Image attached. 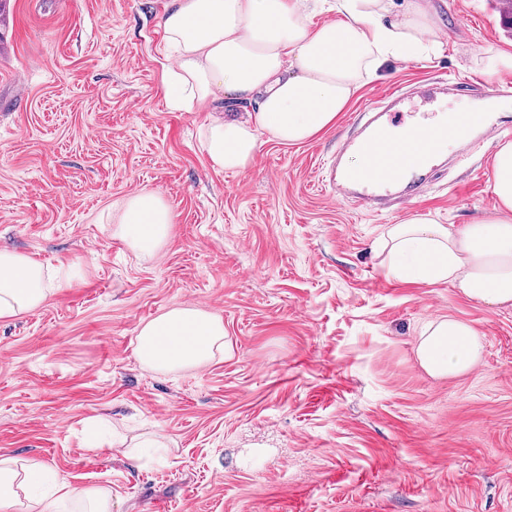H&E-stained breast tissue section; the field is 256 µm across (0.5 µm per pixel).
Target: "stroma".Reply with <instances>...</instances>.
Instances as JSON below:
<instances>
[{
    "label": "stroma",
    "instance_id": "stroma-1",
    "mask_svg": "<svg viewBox=\"0 0 512 512\" xmlns=\"http://www.w3.org/2000/svg\"><path fill=\"white\" fill-rule=\"evenodd\" d=\"M170 0L0 5V248L52 277L34 310L0 320V455L35 458L112 512H512V306L388 275L377 244L416 215L467 224L492 209L496 141L438 172L410 208L375 213L318 182L379 95L468 83L512 130V106L472 60L512 52L496 0H430L455 18L435 57L392 62L315 139L264 138L242 173L212 167L204 112L168 107L159 47ZM159 191L176 220L144 257L112 236L121 205ZM221 317L229 355L192 371L136 358L141 323L177 306ZM453 316L483 336L477 364L437 378L416 340ZM100 414L152 460L92 448Z\"/></svg>",
    "mask_w": 512,
    "mask_h": 512
}]
</instances>
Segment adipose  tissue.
<instances>
[{"label": "adipose tissue", "instance_id": "adipose-tissue-1", "mask_svg": "<svg viewBox=\"0 0 512 512\" xmlns=\"http://www.w3.org/2000/svg\"><path fill=\"white\" fill-rule=\"evenodd\" d=\"M334 0V20L312 25L320 0H172L161 19L174 64L163 86L171 108L209 113L201 146L214 168L242 172L261 134L285 144L309 141L336 123L358 90L387 61L442 50L427 0ZM490 186L496 203L469 224L423 215L387 228L380 243L387 270L405 282L449 283L490 306L512 305V141L500 142ZM175 214L155 190L122 205L114 237L146 256L170 239ZM52 283L40 263L0 249V319L40 306ZM224 323L182 306L140 326L136 355L152 371L198 369L226 350ZM482 351L480 333L448 316L427 323L416 355L431 376L468 371ZM0 512H112L107 487L72 488L37 459L0 455Z\"/></svg>", "mask_w": 512, "mask_h": 512}]
</instances>
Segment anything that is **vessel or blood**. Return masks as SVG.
I'll list each match as a JSON object with an SVG mask.
<instances>
[{
	"instance_id": "vessel-or-blood-1",
	"label": "vessel or blood",
	"mask_w": 512,
	"mask_h": 512,
	"mask_svg": "<svg viewBox=\"0 0 512 512\" xmlns=\"http://www.w3.org/2000/svg\"><path fill=\"white\" fill-rule=\"evenodd\" d=\"M414 106L413 96L402 90L382 95L380 103L372 107L375 119L369 130L344 140L336 149L339 155L354 150L364 153L369 160L367 168L355 170L338 161L323 165L318 176L321 185L344 202L367 207L371 202L396 195L407 208L421 195L440 142L451 140L459 152L470 153L504 132L503 127L488 122L475 125L469 107L456 111L448 121L434 112L424 119L411 117ZM391 125L402 127L401 138L381 135V128ZM408 157L417 162L416 169L409 174L401 168L402 159Z\"/></svg>"
}]
</instances>
